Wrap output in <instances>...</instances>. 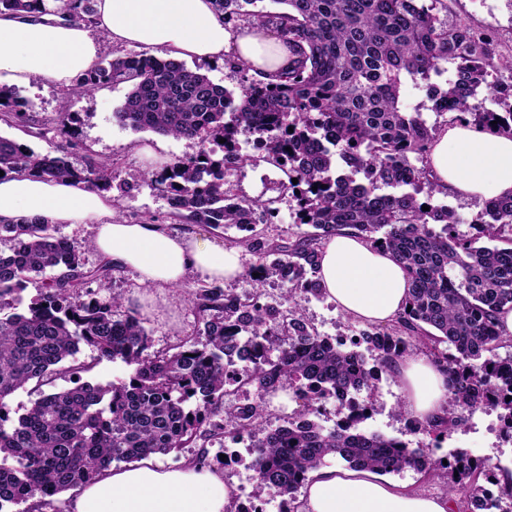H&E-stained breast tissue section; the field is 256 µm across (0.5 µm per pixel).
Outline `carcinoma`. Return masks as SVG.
Returning <instances> with one entry per match:
<instances>
[{
  "instance_id": "obj_1",
  "label": "carcinoma",
  "mask_w": 512,
  "mask_h": 512,
  "mask_svg": "<svg viewBox=\"0 0 512 512\" xmlns=\"http://www.w3.org/2000/svg\"><path fill=\"white\" fill-rule=\"evenodd\" d=\"M53 2L0 0V13L53 12L93 23L95 0ZM257 2L214 5L231 32L268 29L288 44L296 59L277 83L253 82L236 97L175 60L121 55L99 60L75 91L129 82L115 118L135 131L199 144L195 155L143 173L166 193L173 216L246 231L260 215L273 216L266 204L225 189L227 177L250 160L240 154L238 136L252 134L257 149L297 179L290 188L297 192L299 220L313 231L288 243L267 235L246 238L256 257L248 271L256 284L252 294L243 298L217 281L189 292L202 333L173 352H152L138 311L120 313V299L81 293L89 282L111 279L119 266L103 261L85 267L75 247L47 224H0V239L11 242L9 251H0V313L12 310L0 316V512H26L18 506L36 496L52 512H63L56 496L114 463L165 456L199 440L235 441L242 434L255 448L249 469L258 500L295 501L307 473L333 460L384 474L447 470L448 493L463 487L472 499L484 491L477 485L482 462L457 455L445 463L427 447L411 448L356 424L326 428L310 416L338 391H371L410 349L428 340L454 407L418 424L419 430L449 433L482 407L499 411L512 430V375L502 373L503 364L512 363V335H502L496 324L504 309H512V198L485 202L477 235H457L458 218L448 206L416 197L424 187L430 195L438 190L427 160L436 129L419 110L400 106L405 81L421 79L434 111L512 134V55L497 54L490 36L440 18L448 9L445 0H273L286 9H245ZM444 63L454 66V78L441 88L430 79L442 75ZM481 88L503 111L473 103ZM27 107L15 89L0 88L6 125L26 123ZM75 122V114L67 113L36 137L50 143L70 137ZM0 170L105 189L115 166L94 159L76 165L62 145L36 152L0 135ZM359 173L365 182L356 180ZM403 186L413 192L378 193ZM343 230L390 251L410 282V311L398 325L389 331L371 326L352 340L374 352L371 363L343 341L320 335L296 307L268 302L264 289L272 279L290 294L324 295L320 255ZM30 286L35 302L25 313L13 311ZM81 343L102 358L123 360L130 367L127 378L45 390L57 376L84 370L65 365ZM30 383L36 398L13 421L8 402ZM242 389L255 397L240 400ZM284 389L302 409L275 425L270 397Z\"/></svg>"
}]
</instances>
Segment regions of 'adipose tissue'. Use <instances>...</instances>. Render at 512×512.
<instances>
[{"instance_id":"1","label":"adipose tissue","mask_w":512,"mask_h":512,"mask_svg":"<svg viewBox=\"0 0 512 512\" xmlns=\"http://www.w3.org/2000/svg\"><path fill=\"white\" fill-rule=\"evenodd\" d=\"M112 43L159 48L174 58H232L265 82L288 69L286 45L273 32L231 33L212 0H97L93 24L34 13H0V87L39 80L74 86L98 61L96 31ZM435 183L450 193L491 200L512 195V136L467 123L440 135L430 153ZM91 224L99 255L137 272L146 286H178L190 271L230 281L239 254L203 236L167 234L153 224L117 221L110 194L73 179L28 173L0 176V223ZM329 300L345 314L379 325L397 321L408 299V277L388 252L350 233L332 237L320 260ZM404 406L426 422L444 415L443 371L424 355L397 362ZM233 487L211 468L186 463L166 470L145 457L105 471L68 499L65 512H230ZM296 512H450L449 497L408 490L364 469L323 466L309 472Z\"/></svg>"}]
</instances>
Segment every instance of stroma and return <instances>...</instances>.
<instances>
[{"label": "stroma", "instance_id": "obj_1", "mask_svg": "<svg viewBox=\"0 0 512 512\" xmlns=\"http://www.w3.org/2000/svg\"><path fill=\"white\" fill-rule=\"evenodd\" d=\"M447 19L449 23L462 22L477 31L489 33L499 53H512V0H449ZM130 89L127 83L108 84L92 94L82 95L38 80L31 81L18 89L19 95L29 104L28 124L8 126L0 122V134L19 139L33 150L43 152L49 150L50 145L36 137L39 125L62 113H75L77 124L69 159L76 164L83 163L89 157L114 160L116 176L110 191L124 219L131 223H144L152 219L168 232L201 235L217 245L236 249L244 273L226 282L225 287L240 295L250 293L252 284L247 271L256 258L243 243L244 232L235 228L213 229L172 217L161 189L139 181L137 174L142 169V161L137 153L139 146L160 144L161 155L168 159L196 154L199 146L189 140H177L150 131L136 132L120 124L114 114L124 103ZM241 151L248 154L250 160L230 176L228 187L231 193L262 200L273 209V221L257 224V232L266 235L277 233L286 240L294 238L299 230L298 206L291 192L282 187L287 180L286 175L270 158L252 147L242 146ZM208 283L206 276L192 272L184 286L148 289L139 283L133 270L123 268L114 274L110 282H94L90 288L98 298L119 297L124 307L142 313L145 327L151 334L152 348L161 351L172 348L200 329L201 324L187 300L186 291ZM293 300L322 335L350 341L366 327L365 322L345 315L329 299H318L298 292ZM153 306L165 310V318L150 314L149 309ZM371 396L375 405L371 418L365 424L367 430L414 444L422 441V433L414 431L411 426V415L400 409L403 398L400 381L383 376ZM483 415V410H476L465 426L433 439L431 450L434 457L443 460L451 459L458 452L480 456L487 467L479 482L498 496L503 490L499 468L503 465L512 467V442L488 434L479 422Z\"/></svg>", "mask_w": 512, "mask_h": 512}]
</instances>
